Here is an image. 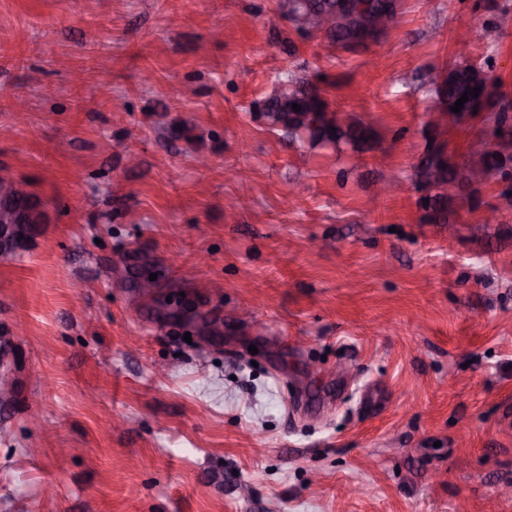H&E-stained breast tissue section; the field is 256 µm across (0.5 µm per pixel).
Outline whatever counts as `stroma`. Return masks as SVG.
Masks as SVG:
<instances>
[{
    "instance_id": "stroma-1",
    "label": "stroma",
    "mask_w": 512,
    "mask_h": 512,
    "mask_svg": "<svg viewBox=\"0 0 512 512\" xmlns=\"http://www.w3.org/2000/svg\"><path fill=\"white\" fill-rule=\"evenodd\" d=\"M464 26L489 96L436 130ZM288 75L370 150L270 130ZM0 128L48 214L0 257V512H512V201L431 220L415 176L512 131V0H403L357 49L278 0H0Z\"/></svg>"
}]
</instances>
